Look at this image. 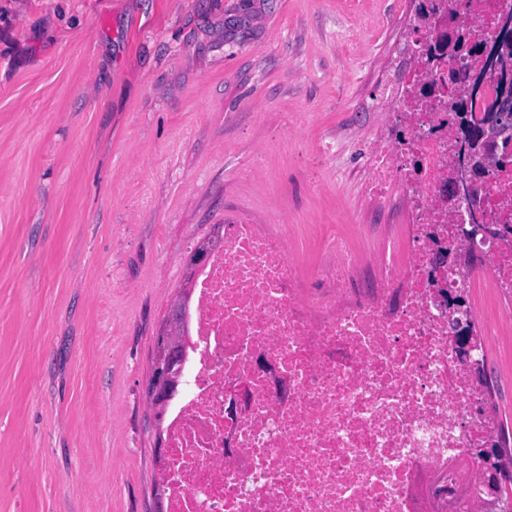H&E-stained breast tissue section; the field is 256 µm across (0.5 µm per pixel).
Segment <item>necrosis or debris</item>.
<instances>
[{"label":"necrosis or debris","mask_w":512,"mask_h":512,"mask_svg":"<svg viewBox=\"0 0 512 512\" xmlns=\"http://www.w3.org/2000/svg\"><path fill=\"white\" fill-rule=\"evenodd\" d=\"M512 16V0H419L409 58L382 99L392 124L367 153V194L399 200L407 231L372 269L347 239L306 287L288 241L232 221L188 298L186 391L172 404L169 512H484L488 452L504 435L474 367L512 297V239L456 229L503 223L512 131L490 139L474 192L451 186L464 133L427 91L442 81L479 114L495 96L467 52L439 60L442 28ZM448 260H436L439 248ZM468 334L472 361L456 338Z\"/></svg>","instance_id":"necrosis-or-debris-1"}]
</instances>
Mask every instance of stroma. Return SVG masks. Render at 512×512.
I'll use <instances>...</instances> for the list:
<instances>
[{
	"mask_svg": "<svg viewBox=\"0 0 512 512\" xmlns=\"http://www.w3.org/2000/svg\"><path fill=\"white\" fill-rule=\"evenodd\" d=\"M413 0H0V512H165L148 398L189 256L232 218L362 261L378 85ZM512 430V329L489 345Z\"/></svg>",
	"mask_w": 512,
	"mask_h": 512,
	"instance_id": "1",
	"label": "stroma"
}]
</instances>
